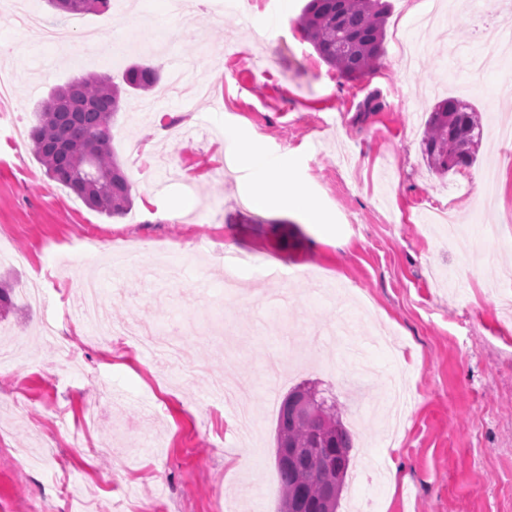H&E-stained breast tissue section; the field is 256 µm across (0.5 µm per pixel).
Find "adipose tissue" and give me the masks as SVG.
I'll return each mask as SVG.
<instances>
[{"label": "adipose tissue", "mask_w": 512, "mask_h": 512, "mask_svg": "<svg viewBox=\"0 0 512 512\" xmlns=\"http://www.w3.org/2000/svg\"><path fill=\"white\" fill-rule=\"evenodd\" d=\"M224 142L237 168L247 173L241 189L256 207L265 208L274 202L282 209L303 210L312 223H320L321 211L317 201L279 177V170L287 163L286 157L269 155L253 145L241 146L236 135L231 133L225 134Z\"/></svg>", "instance_id": "adipose-tissue-1"}]
</instances>
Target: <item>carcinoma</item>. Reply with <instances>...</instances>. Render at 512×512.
I'll use <instances>...</instances> for the list:
<instances>
[{
	"instance_id": "obj_1",
	"label": "carcinoma",
	"mask_w": 512,
	"mask_h": 512,
	"mask_svg": "<svg viewBox=\"0 0 512 512\" xmlns=\"http://www.w3.org/2000/svg\"><path fill=\"white\" fill-rule=\"evenodd\" d=\"M108 0H48L64 14L77 15ZM388 18L385 0H308L298 25L318 57L351 80L380 65ZM157 68L132 64L117 83L112 76L90 74L55 89L30 128L29 140L47 176L70 190L90 209L115 217L132 205L131 184L112 151V122L124 91H148L159 82ZM483 127L467 102L448 98L430 112L423 154L429 166L446 173L476 160ZM300 402L294 388L280 405L277 450L288 452L277 463L282 486L280 507L288 512H337L351 463L353 439L336 405L320 402L313 388Z\"/></svg>"
}]
</instances>
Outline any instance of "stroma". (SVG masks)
<instances>
[{
	"label": "stroma",
	"mask_w": 512,
	"mask_h": 512,
	"mask_svg": "<svg viewBox=\"0 0 512 512\" xmlns=\"http://www.w3.org/2000/svg\"><path fill=\"white\" fill-rule=\"evenodd\" d=\"M389 3L381 65L349 81L304 38L305 0H209L189 19L170 0H109L71 35L93 31L102 49L80 65L31 43L6 19L13 0H0V38L15 45L0 58L10 79L0 114L33 123L54 88L91 72L118 80L141 62L166 79L172 62L189 67L187 100L144 123L132 105L147 95L133 91L114 120L112 148L132 185L126 215L88 208L30 143L11 146L0 130V245L30 258L0 266L13 302L0 340H22L26 356L0 371V512H124L127 495L140 512H278L276 420L303 383L335 400L354 453L383 471L347 482L338 512H512V144L494 134L512 123V98L498 95L512 58L481 73L463 59L512 31V0L480 14L446 0L461 56L432 24L412 62L396 42L425 0ZM259 18L274 21L273 37ZM448 97L479 112L484 139L472 166L440 175L421 138ZM211 127L287 155L284 178L318 201L323 225L244 200ZM492 166L487 190L480 176ZM230 234L241 255L273 258L300 280L250 268L227 293L211 254ZM88 236L151 242L184 278L82 265L47 284L48 306L27 303L52 253ZM81 277L125 289L105 311L113 323L160 330L183 317L182 355L207 372L186 379L142 346L91 339ZM48 312L81 371L64 370L52 339L36 337ZM240 413L255 417L253 434L236 430Z\"/></svg>",
	"instance_id": "obj_1"
}]
</instances>
